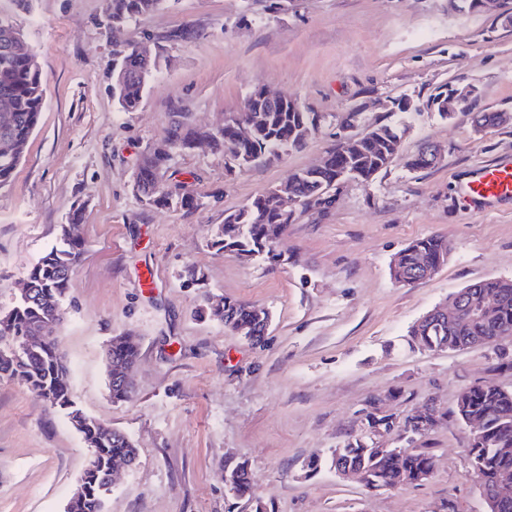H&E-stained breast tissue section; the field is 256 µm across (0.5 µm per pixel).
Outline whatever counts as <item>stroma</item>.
Returning <instances> with one entry per match:
<instances>
[{
    "label": "stroma",
    "mask_w": 512,
    "mask_h": 512,
    "mask_svg": "<svg viewBox=\"0 0 512 512\" xmlns=\"http://www.w3.org/2000/svg\"><path fill=\"white\" fill-rule=\"evenodd\" d=\"M167 0L114 33L101 0H0L38 56L46 87L38 127L12 182L0 188V315L26 274L81 207L82 261L54 334L78 408L126 433L138 452L116 474L105 512H254L236 499L227 468L249 461L265 512H483L480 481L454 416L459 392L485 380L512 390L488 347H411L409 327L468 284L512 279V202L471 205L461 187L478 167L512 161V124L475 131V112L512 113V27L506 0L481 11L449 0ZM193 27L196 38L174 39ZM131 40L169 57L134 112L112 95L114 54ZM264 87L299 100L322 122L306 144L234 175L224 156L176 151L168 163L195 209H151L132 190L141 155L174 115L212 128ZM474 88L444 119L438 88ZM408 98L403 113L396 100ZM354 133L403 127L402 150L426 142L435 167L403 160L371 182L350 180L323 212L298 214L278 262L245 260L209 241L237 209L333 148L349 113ZM439 235L450 251L433 277L402 286L390 264L410 241ZM201 273L188 286L190 272ZM265 308L253 344L213 318L209 301ZM139 342L133 393L113 401V337ZM446 414L419 437L435 471L421 485L373 491L330 466L308 473L364 428L377 406L403 420L423 404ZM90 453L68 419L16 380L0 379V512H65Z\"/></svg>",
    "instance_id": "35a3bbf8"
}]
</instances>
